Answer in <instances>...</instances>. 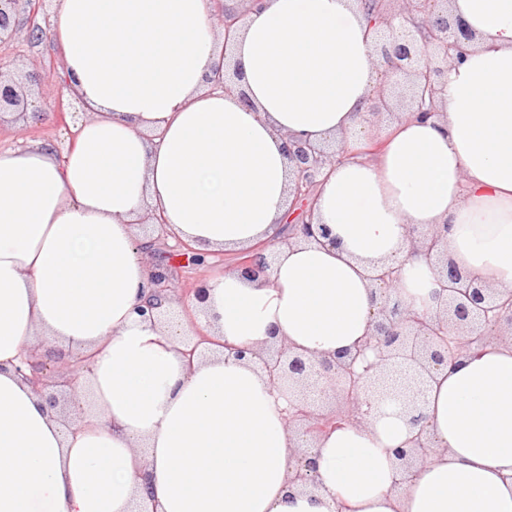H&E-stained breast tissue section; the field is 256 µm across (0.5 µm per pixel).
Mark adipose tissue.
I'll return each mask as SVG.
<instances>
[{
	"label": "adipose tissue",
	"mask_w": 512,
	"mask_h": 512,
	"mask_svg": "<svg viewBox=\"0 0 512 512\" xmlns=\"http://www.w3.org/2000/svg\"><path fill=\"white\" fill-rule=\"evenodd\" d=\"M213 0H53L67 94L90 111L73 143L0 149V512H512V341L437 374L432 456L404 481L414 430L392 405L320 434L316 487L293 484L287 400L228 347L333 355L368 336L372 267L398 266L405 306L434 313V266L411 230L512 291V0H448L476 35L449 65L440 113H409L363 151L379 64L361 0H265L231 35ZM232 54L242 96L212 90ZM348 135L313 221L328 238L275 247L266 272L212 276L215 339L187 360V322L140 317L159 213L202 252L277 238L293 216L288 138ZM78 346L91 407L73 425L14 373Z\"/></svg>",
	"instance_id": "obj_1"
}]
</instances>
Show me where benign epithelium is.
Instances as JSON below:
<instances>
[{"instance_id":"obj_1","label":"benign epithelium","mask_w":512,"mask_h":512,"mask_svg":"<svg viewBox=\"0 0 512 512\" xmlns=\"http://www.w3.org/2000/svg\"><path fill=\"white\" fill-rule=\"evenodd\" d=\"M392 0H364L371 15L375 47L380 58L382 82L379 94L370 107V115L379 114V106L388 105L389 94L403 90L404 107L422 120L437 115V103L443 91L442 78L451 62H461L474 33L459 17L448 14V0H401L400 11L391 10ZM46 9L44 0H0V49H11L21 36L38 42L46 30L40 26L25 28L20 16ZM244 13L229 8L225 0H216L213 18L216 27L228 35L236 28ZM63 108V86L59 74L46 77L39 72L28 74ZM239 66L224 57V77L214 86L226 94L236 91ZM27 93L23 82L6 78L0 72V111H27ZM288 160L295 172L294 194L307 200L311 189L327 177L330 168L346 155L345 144L330 148L316 146L307 140L291 139L286 146ZM309 201V200H307ZM314 204V201H309ZM412 250L436 262L442 298L433 315L412 312L403 306L395 290L396 270L377 269L371 275L379 291L380 306L372 324L370 337L353 351L332 357L294 352L284 344L273 343L258 351L232 348L238 359L248 358L264 370L271 383L288 393V426L305 438L307 449L297 460L293 481L304 487L313 485L315 457L312 446L320 431L319 420L339 419L345 423H362L387 401L398 404L410 424L418 428L412 447L395 450L400 469L409 474L434 453L435 448L426 428L423 388L435 374L456 359L468 355V347L489 336H512V293L496 295L476 279L464 274L443 250L441 234L432 230L411 232ZM270 267L268 257L254 248L246 251L238 265L241 273L254 274ZM151 299L137 308L145 318L166 301H174L179 289L174 276L162 269L151 275ZM209 294L208 280H196L188 289L190 301L202 304ZM188 357L196 355L205 344H215L209 334L197 326L181 337ZM66 372L58 371L51 360L23 358L16 372L40 393L50 407H57L60 396L55 389L59 379H66L70 391L78 386L80 371L89 357L78 352L65 360Z\"/></svg>"}]
</instances>
